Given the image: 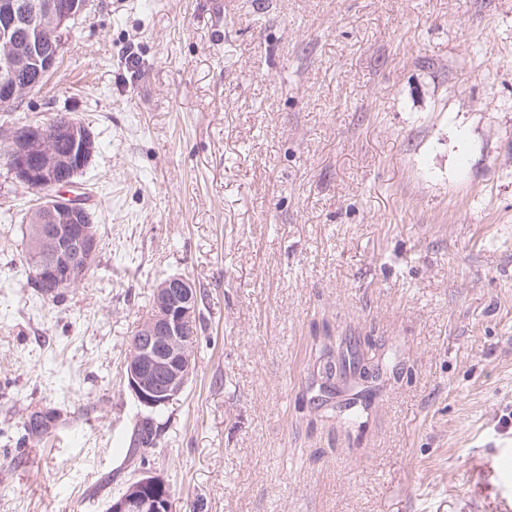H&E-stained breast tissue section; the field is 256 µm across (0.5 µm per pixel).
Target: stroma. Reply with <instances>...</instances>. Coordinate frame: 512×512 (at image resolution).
<instances>
[{
	"instance_id": "obj_1",
	"label": "stroma",
	"mask_w": 512,
	"mask_h": 512,
	"mask_svg": "<svg viewBox=\"0 0 512 512\" xmlns=\"http://www.w3.org/2000/svg\"><path fill=\"white\" fill-rule=\"evenodd\" d=\"M60 113L101 251L37 298L0 156V512L140 476L124 362L173 275L196 368L145 456L176 512H512V0H89L0 138ZM338 343L385 373L320 394Z\"/></svg>"
}]
</instances>
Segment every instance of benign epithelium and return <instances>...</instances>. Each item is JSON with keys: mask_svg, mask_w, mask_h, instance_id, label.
I'll return each mask as SVG.
<instances>
[{"mask_svg": "<svg viewBox=\"0 0 512 512\" xmlns=\"http://www.w3.org/2000/svg\"><path fill=\"white\" fill-rule=\"evenodd\" d=\"M87 10L85 0H0V101L19 100L30 90L20 79L29 63L49 72L57 64L70 25ZM26 29L27 56L18 53L17 36ZM71 148L62 151L57 142ZM8 165L15 180L40 196L33 220L41 233L44 257L31 262L27 273L38 284L58 290L77 281L79 269L92 266L100 252L95 224L80 200L64 188L87 168L96 151L91 133L71 121L51 134L41 123L13 127L4 140ZM154 314L141 323L131 340L126 361L127 387L139 407L138 424L160 438L162 428L152 413L175 400L186 388L195 368L188 330L198 310L195 284L184 276L160 282L153 293ZM108 512H173L166 480L144 474L129 489L112 499Z\"/></svg>", "mask_w": 512, "mask_h": 512, "instance_id": "1", "label": "benign epithelium"}]
</instances>
